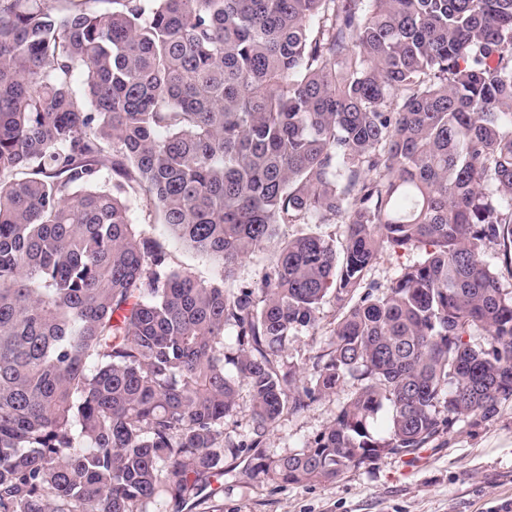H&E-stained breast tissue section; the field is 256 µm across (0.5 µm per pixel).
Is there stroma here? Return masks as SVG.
Here are the masks:
<instances>
[{"instance_id":"35a3bbf8","label":"stroma","mask_w":512,"mask_h":512,"mask_svg":"<svg viewBox=\"0 0 512 512\" xmlns=\"http://www.w3.org/2000/svg\"><path fill=\"white\" fill-rule=\"evenodd\" d=\"M128 216L137 230L165 246L172 267L201 281L217 277V266L177 242L156 214L133 201ZM336 316L334 302L324 303L319 326L300 332L283 361L311 370ZM351 391L344 385L300 414H283L267 433L263 453L276 458L299 452L335 419ZM211 486L214 497L200 495L178 506L166 495L153 512H505L512 508V401L490 419L456 422L450 433L415 453L381 454L333 482L282 485L254 475L246 454L228 452L224 475Z\"/></svg>"}]
</instances>
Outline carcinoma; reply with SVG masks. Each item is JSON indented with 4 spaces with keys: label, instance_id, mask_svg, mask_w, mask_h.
<instances>
[{
    "label": "carcinoma",
    "instance_id": "cac0c4a2",
    "mask_svg": "<svg viewBox=\"0 0 512 512\" xmlns=\"http://www.w3.org/2000/svg\"><path fill=\"white\" fill-rule=\"evenodd\" d=\"M130 198L220 277L175 270ZM282 224L344 238L288 239L228 287ZM385 249L418 258L365 284ZM507 276L512 0H0V512L182 504L349 379L330 425L253 471L334 481L490 419ZM328 298L305 378L277 358ZM242 384L255 438L226 444ZM317 232L330 242L333 240L336 246L343 238L344 226L342 224H282L280 235L294 238L308 232ZM276 251L277 243L274 241L245 258L237 267L233 283H251L260 280L272 268Z\"/></svg>",
    "mask_w": 512,
    "mask_h": 512
}]
</instances>
